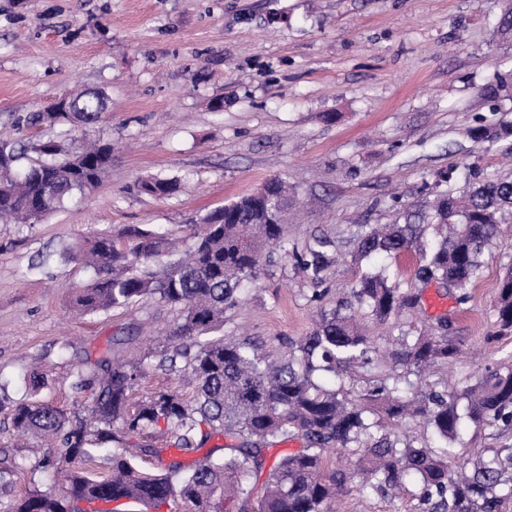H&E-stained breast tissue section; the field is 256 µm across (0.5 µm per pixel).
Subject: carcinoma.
Here are the masks:
<instances>
[{"mask_svg": "<svg viewBox=\"0 0 512 512\" xmlns=\"http://www.w3.org/2000/svg\"><path fill=\"white\" fill-rule=\"evenodd\" d=\"M68 112H34L31 126L56 127L38 141H0V220L35 224L77 194L94 190L112 166V144L90 129L109 110L100 90L68 98ZM79 129L83 144L69 142ZM470 140L503 144L512 156V124L484 117L467 129ZM473 182L458 194L443 188V173L422 208L402 213L403 222L360 224L352 236V260L361 266L378 255L414 260V281L390 267L361 271L349 299L321 306L323 284L336 264V244L324 234L299 245L285 238L282 224L294 200L281 178L267 181L262 196L246 194L204 216L181 239L140 226L123 240L97 233L80 239L68 258L93 270V280L72 290L71 306L81 315L127 307L157 296L177 309L165 334L136 357L107 351L72 375L82 395L73 416L42 401L12 409L13 429L46 448L66 449L65 460H88L103 443L116 444L112 469L95 476L75 469L63 475V495L29 489L0 512H123L138 502L157 512H329L349 486L387 495L416 485L420 512H512V361L479 367L450 382L430 371L454 365L464 340L448 335L449 321L402 332L378 346L375 330L402 320L420 305L416 283H435L456 303L483 275L484 256L500 232L501 216L512 210V181L477 165ZM137 191L159 199L175 195L178 181L152 176ZM287 259L312 287L320 304L310 332L290 338L279 355L265 352L250 336H218L226 313L259 287L264 267ZM491 342L512 333V269L497 279ZM156 370L178 374L194 388L188 401L176 388L145 400L133 389ZM491 430L492 446L448 464L463 424ZM431 431L434 445L416 432ZM164 432L168 446L187 455L200 451L219 431L232 444L224 455L207 451L191 463L173 460L147 471L137 459L158 457L153 444ZM300 439L303 448L282 457L269 471L265 449ZM350 458L328 466L333 453Z\"/></svg>", "mask_w": 512, "mask_h": 512, "instance_id": "1", "label": "carcinoma"}]
</instances>
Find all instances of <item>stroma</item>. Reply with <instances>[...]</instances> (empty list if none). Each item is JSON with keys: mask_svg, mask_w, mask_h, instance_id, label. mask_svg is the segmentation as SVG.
<instances>
[{"mask_svg": "<svg viewBox=\"0 0 512 512\" xmlns=\"http://www.w3.org/2000/svg\"><path fill=\"white\" fill-rule=\"evenodd\" d=\"M500 11L499 0H0V140L45 138L25 117L89 88L109 98L96 133L112 144L93 192L40 223L0 224V449L23 464L13 486L0 487V504L31 486L59 488L45 449L17 447L12 407L38 400L77 411L69 379L84 354L177 319L155 296L74 317L69 287L91 277L65 257L78 237L118 238L132 225L184 235L279 177L296 192L288 239L324 233L345 254L356 225L393 223V200L421 201L437 172L454 170L458 192L473 163L512 180L497 147L464 133L489 112L483 88L512 69ZM330 112L338 120L326 121ZM148 175L183 188L161 200L140 194L134 185ZM502 228L468 304L432 309L429 297L445 292L429 284L409 318L419 327L451 317V335L489 365L512 355V335L484 340L494 283L512 267V212ZM310 294L277 262L224 333L279 349L310 331ZM34 372L46 382L37 391ZM336 512H418V502L352 488Z\"/></svg>", "mask_w": 512, "mask_h": 512, "instance_id": "35a3bbf8", "label": "stroma"}]
</instances>
